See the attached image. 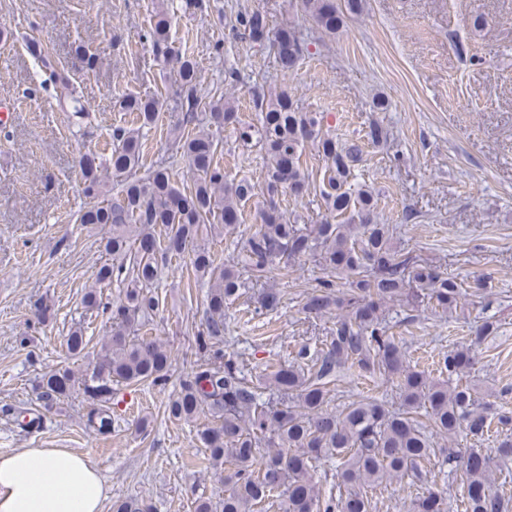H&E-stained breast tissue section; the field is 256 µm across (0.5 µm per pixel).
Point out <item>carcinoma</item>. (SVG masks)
I'll return each mask as SVG.
<instances>
[{"mask_svg": "<svg viewBox=\"0 0 512 512\" xmlns=\"http://www.w3.org/2000/svg\"><path fill=\"white\" fill-rule=\"evenodd\" d=\"M364 7L365 0H296L301 16L329 34L342 27L345 15L359 14ZM236 24L253 40L269 32L267 14L257 9L240 11ZM170 28V16L160 10L149 37L156 59L175 63L174 109L183 118L170 134L193 186L179 189L167 167L141 173L142 138L156 126L167 102L126 95L121 107L136 115L138 126L112 129L108 158L88 152L79 160L84 193L94 203L76 221L105 230L100 239L105 260L96 271L97 287L85 293L83 305L106 316V331L84 375L56 369L39 378L35 390L45 409L80 389L89 404V426L110 434L114 390L168 380L171 351L140 335L141 318L158 307L152 288L161 266L188 254L195 280L208 285L206 316L197 332L198 347L208 355L181 382L165 412L184 422L210 415L211 425L200 431V441L210 459L230 464L221 512H268L273 507L278 512H371L369 492L404 479L418 487L407 512H447L446 492L436 481L441 461L455 464L448 474L459 475L464 486L463 512H509V499L499 488L512 481V473L494 469V456L512 457L511 434L499 441L493 455L482 448H435L431 441L434 434L450 440L460 432L480 440L489 431L490 405L482 401L481 389L460 380L472 365V349L497 333L496 323L485 319L470 346L443 356V380L411 365L403 336L386 322V305L421 296L435 311L451 317L461 306L462 282L394 245L389 225L371 220L374 190L357 173L363 146L342 143L324 132V117L302 111L284 91L256 97L259 125L238 129L239 140L255 142L265 151L264 183L228 178L218 153L224 126L237 122V112L231 99L203 90L198 62L172 45ZM275 37L273 57L279 71L290 75L304 57L305 42L294 27L278 30ZM27 50L53 84L59 103L77 101L69 75L42 43L30 39ZM202 108L209 111V119L196 127L195 114ZM388 137V130L372 121L364 140L375 146ZM308 142L327 163L321 196L329 219L303 227L273 206L261 213L258 228L241 239L236 259L216 263L209 239L236 233L248 200L260 192L271 198L285 192L298 199L308 191L309 175L301 163ZM108 169L120 182L115 194L104 175ZM304 256L315 257L324 276L306 293L302 310L314 318L336 313L326 349L312 354L303 347L291 361L249 375L236 360H226L214 349L224 334V308L273 271L288 275L292 262ZM124 270L131 276L130 288L118 299L102 302L98 288L110 286L114 273ZM280 303L278 289L264 288L254 312L272 311ZM65 345L71 357L87 356L81 327L68 331ZM344 368L355 369L374 390L392 385L399 406L389 408L387 401L366 395L329 409ZM323 458L336 459L338 485L345 490L326 500L312 475ZM112 509L151 512L152 505L142 497H128Z\"/></svg>", "mask_w": 512, "mask_h": 512, "instance_id": "carcinoma-1", "label": "carcinoma"}]
</instances>
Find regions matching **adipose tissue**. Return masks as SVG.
I'll return each instance as SVG.
<instances>
[{"mask_svg": "<svg viewBox=\"0 0 512 512\" xmlns=\"http://www.w3.org/2000/svg\"><path fill=\"white\" fill-rule=\"evenodd\" d=\"M107 487L98 467L65 448L0 454V512H104Z\"/></svg>", "mask_w": 512, "mask_h": 512, "instance_id": "ef3b65f1", "label": "adipose tissue"}]
</instances>
